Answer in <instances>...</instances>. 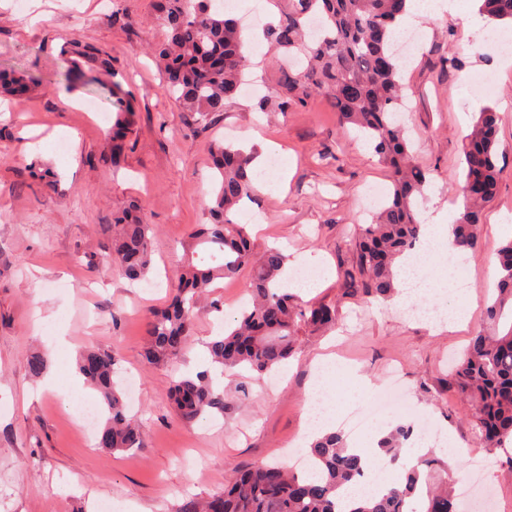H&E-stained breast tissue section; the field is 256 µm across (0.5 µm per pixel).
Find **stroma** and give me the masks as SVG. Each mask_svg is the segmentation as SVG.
Returning a JSON list of instances; mask_svg holds the SVG:
<instances>
[{"label": "stroma", "mask_w": 512, "mask_h": 512, "mask_svg": "<svg viewBox=\"0 0 512 512\" xmlns=\"http://www.w3.org/2000/svg\"><path fill=\"white\" fill-rule=\"evenodd\" d=\"M154 0H0V72L35 78L32 90L0 110V474L10 480L0 512H180L189 499L224 490L235 469L289 463L311 401L317 356L332 353L341 367L335 386L340 429L346 412L365 401L355 371L376 390L386 386L389 363L400 362L409 390L393 416L377 419L363 444L376 446L389 426L429 420L444 430L439 443L420 440L404 457L452 448L469 450L471 416L451 387L448 359L460 354L484 326L489 260L506 238L494 228L512 218V50L470 30L468 15L423 16L412 56L399 59L405 87L404 123L417 162L441 203L460 204L462 143L479 112L500 117L499 164L494 199L484 210L481 240L469 250L475 285L468 299L434 289L433 299L468 302L471 320L461 330H434L411 320L394 301L366 302L351 275L359 225L368 223L359 201L374 188V205L391 190L389 169L354 132H346L323 96L286 112H262L261 94L278 84L286 61L267 42L247 47L257 71H246L242 92L221 116L197 121L162 88L152 58L165 37ZM81 42L109 52L129 81L137 133L120 169L104 164L112 106L63 79V46ZM76 134L66 153L55 150L56 129ZM277 144L276 171L260 168L267 191L233 213L247 225L255 254L280 249L293 267L324 277L311 300L335 306L340 321L327 333L301 332L295 353L276 373L223 372L212 364L208 342L224 331L248 299L251 267L212 288L211 303L196 310L194 339L170 366L148 364L147 321L170 298L171 283L188 235L208 221L215 142L242 145L249 132ZM53 172L55 189L43 175ZM146 205L155 226L148 287L130 284L107 257L112 216L130 201ZM93 346L115 353V380L135 381L128 411L139 422L141 447L112 454L85 445L78 427L84 403L99 404L87 383H75L80 351ZM47 360L44 379L32 378L33 353ZM207 373L224 394L223 410L194 421L174 411L172 379Z\"/></svg>", "instance_id": "1"}]
</instances>
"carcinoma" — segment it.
<instances>
[{"instance_id":"carcinoma-1","label":"carcinoma","mask_w":512,"mask_h":512,"mask_svg":"<svg viewBox=\"0 0 512 512\" xmlns=\"http://www.w3.org/2000/svg\"><path fill=\"white\" fill-rule=\"evenodd\" d=\"M276 23L264 29L271 47L304 58L301 69L283 71L279 85L264 103L279 111L302 106L313 95H327L340 125L357 131L391 172L392 197L361 228L357 272L367 298L388 300L396 294L394 265L410 254L419 240V197L428 172L414 160L407 129L398 121L403 85L392 42L407 0H286ZM166 38L156 49L163 88L176 96L184 111L204 121L224 112L243 81L246 57L236 20L212 10L211 0H158ZM491 21L512 22V0H481ZM317 15L325 36L305 40V24ZM64 80L74 91H98L112 104L115 117L108 134L107 160L118 168L134 130L131 93L112 59L78 45L64 48ZM31 77L0 78V93L28 91ZM499 115L479 113L462 151L463 211L453 225V243L462 250L480 241L481 209L495 194L502 168L498 165ZM253 158L242 150L215 143L212 149L213 196L210 222L195 226L189 249L174 282L166 309L149 317L146 354L150 363H170L192 337L194 311L218 279L234 276L254 263L251 306L233 317L224 334L208 343L215 363L226 370L269 372L294 352L298 333L336 325V306L303 303L278 287L285 256L277 249L253 259L247 225L230 215L254 195ZM145 205L133 202L113 217L115 232L110 256L130 280L146 277L151 265L153 225L144 219ZM498 277L486 308L487 329L470 337L456 359L452 379L461 398L474 409L473 427L481 447L512 470V238L497 249ZM117 358L89 348L78 358V369L99 394L106 414L96 447L124 451L141 444L140 426L126 414L122 390L114 382ZM180 416L193 421L224 406L205 373L183 376L170 388ZM413 426L398 424L379 441L380 454L405 470V480L389 486L350 512H463L452 486L430 482L437 458L421 457L415 465L401 459ZM312 474L295 473L279 464H260L235 472L224 493L204 503L187 501L181 512H342L338 491L367 471L362 457L348 448L342 434L327 433L310 444Z\"/></svg>"}]
</instances>
